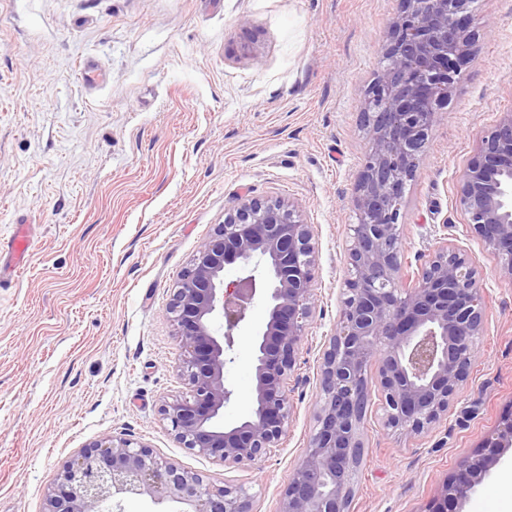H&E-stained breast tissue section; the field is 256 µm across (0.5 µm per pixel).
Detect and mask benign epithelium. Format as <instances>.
<instances>
[{"mask_svg":"<svg viewBox=\"0 0 512 512\" xmlns=\"http://www.w3.org/2000/svg\"><path fill=\"white\" fill-rule=\"evenodd\" d=\"M380 49V69L364 92L369 146L353 196L357 223L348 248L350 277L321 362L316 425L283 496L281 512H348L364 447L362 421L377 368L379 408L390 432L421 434L448 413L478 363L484 328L483 278L453 247L442 246L415 281L401 283V206L411 172L476 34L477 0H401ZM456 202L469 228L497 255L495 274L512 279V113L483 140L463 172ZM311 225L281 199L245 196L200 243L166 307L180 345L185 392L160 407L182 447L221 462L256 464L279 447L292 417L288 385L317 295ZM238 263L244 277L224 282ZM265 281L267 316L255 330L253 410L224 427L233 391V331ZM495 453L469 457L443 486L459 504L512 449V415L487 440ZM177 503L180 512H252L241 486H218L113 437L83 448L56 478L45 512H105L125 499Z\"/></svg>","mask_w":512,"mask_h":512,"instance_id":"7a95c632","label":"benign epithelium"}]
</instances>
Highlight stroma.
Wrapping results in <instances>:
<instances>
[{"mask_svg": "<svg viewBox=\"0 0 512 512\" xmlns=\"http://www.w3.org/2000/svg\"><path fill=\"white\" fill-rule=\"evenodd\" d=\"M400 0H0V239L34 225L23 275L0 288V512H43L58 473L110 436L280 512L315 427L336 327L365 89ZM477 38L406 187L403 272L442 243L484 275L482 358L447 416L391 433L378 406L349 512H429L461 460L512 413V280L456 203L482 139L512 112V0H479ZM291 200L318 252L317 306L293 418L261 464L176 441L159 408L181 394L166 306L180 271L242 196ZM254 301L234 332L224 422L252 412Z\"/></svg>", "mask_w": 512, "mask_h": 512, "instance_id": "stroma-1", "label": "stroma"}]
</instances>
